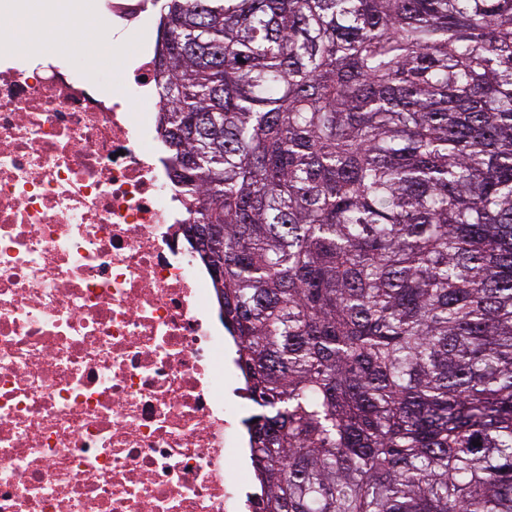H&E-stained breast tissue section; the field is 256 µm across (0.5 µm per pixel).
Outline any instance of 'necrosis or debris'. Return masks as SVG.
<instances>
[{
  "label": "necrosis or debris",
  "mask_w": 512,
  "mask_h": 512,
  "mask_svg": "<svg viewBox=\"0 0 512 512\" xmlns=\"http://www.w3.org/2000/svg\"><path fill=\"white\" fill-rule=\"evenodd\" d=\"M0 0V512H245L242 406L154 112L147 0L98 40Z\"/></svg>",
  "instance_id": "obj_1"
}]
</instances>
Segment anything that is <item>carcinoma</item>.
I'll list each match as a JSON object with an SVG mask.
<instances>
[{
  "instance_id": "carcinoma-1",
  "label": "carcinoma",
  "mask_w": 512,
  "mask_h": 512,
  "mask_svg": "<svg viewBox=\"0 0 512 512\" xmlns=\"http://www.w3.org/2000/svg\"><path fill=\"white\" fill-rule=\"evenodd\" d=\"M159 27L261 512H512V0H164Z\"/></svg>"
}]
</instances>
